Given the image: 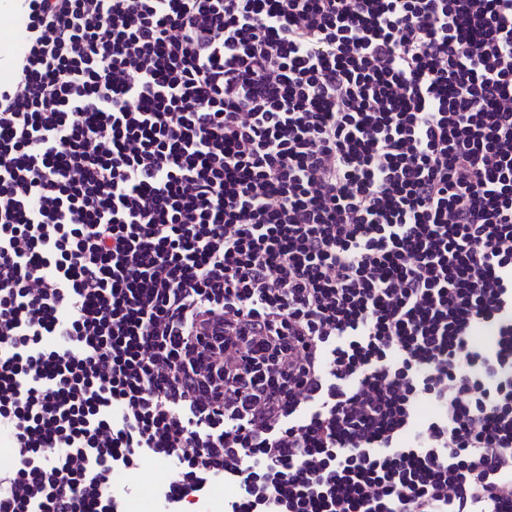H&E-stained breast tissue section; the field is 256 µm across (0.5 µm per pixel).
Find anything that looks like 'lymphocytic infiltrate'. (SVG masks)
Returning a JSON list of instances; mask_svg holds the SVG:
<instances>
[{
  "label": "lymphocytic infiltrate",
  "instance_id": "obj_1",
  "mask_svg": "<svg viewBox=\"0 0 512 512\" xmlns=\"http://www.w3.org/2000/svg\"><path fill=\"white\" fill-rule=\"evenodd\" d=\"M0 512H512V0H20Z\"/></svg>",
  "mask_w": 512,
  "mask_h": 512
}]
</instances>
